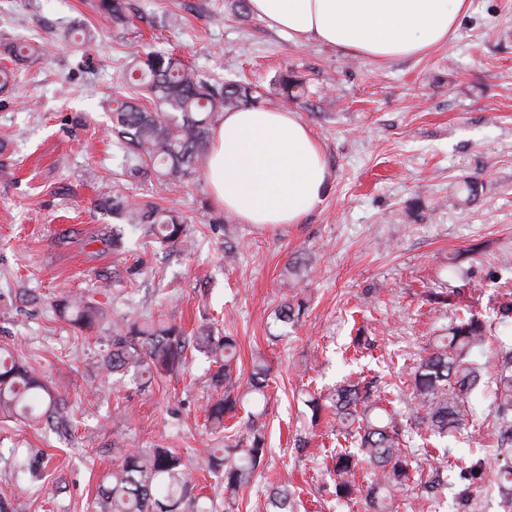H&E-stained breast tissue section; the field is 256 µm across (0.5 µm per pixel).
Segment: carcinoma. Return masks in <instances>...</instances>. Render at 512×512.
Segmentation results:
<instances>
[{
	"instance_id": "carcinoma-1",
	"label": "carcinoma",
	"mask_w": 512,
	"mask_h": 512,
	"mask_svg": "<svg viewBox=\"0 0 512 512\" xmlns=\"http://www.w3.org/2000/svg\"><path fill=\"white\" fill-rule=\"evenodd\" d=\"M97 10L112 22H130L125 0H97ZM117 84L123 93L112 103V137L126 174L133 179L152 178L163 185L192 183L208 162V145L222 113L256 106L261 94L252 84L201 74L180 58L148 45H136L120 66ZM302 78L291 71L279 74L274 94L281 103L306 95ZM98 206L160 244L186 246L185 220L146 198L117 192L102 198ZM61 308L74 324L88 328L110 320L109 311L81 298L65 297ZM305 301L293 295L282 301L275 321L299 320ZM112 321V320H110ZM488 321L473 312L456 317L437 337L411 372V395L420 423L429 436L444 439L468 416L466 404L481 378L482 367L472 360L485 342ZM200 347L214 364L211 380L222 391L207 406L209 428L236 436L235 446L209 454L208 466L224 484V507L232 512L241 488L247 485L264 460L267 442L264 425L256 419L230 425L246 400L266 397L270 367L262 359L253 363L246 385L237 372L238 348L232 336L214 337L203 331L187 337L180 326L151 318L122 316L112 321V348L102 367L131 377L144 387L156 377L179 369L190 344ZM492 396L501 423V444L512 442V360L497 371ZM387 395L374 381L346 380L324 399L308 401L311 421L330 408L336 431L358 448V453H336V497L353 500L357 471H368L365 498L373 512H397L395 492L409 485L412 457L401 448L402 427L398 415L383 406ZM63 398L54 394L41 376L21 356L0 347V412L20 416L41 426L58 429L65 423ZM115 463L102 480L97 512H185L191 500V480L185 456L173 448L139 451L121 446L112 449ZM294 493L273 489L258 512H294Z\"/></svg>"
}]
</instances>
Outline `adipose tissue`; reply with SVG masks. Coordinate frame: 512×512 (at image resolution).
I'll use <instances>...</instances> for the list:
<instances>
[{
	"label": "adipose tissue",
	"instance_id": "obj_1",
	"mask_svg": "<svg viewBox=\"0 0 512 512\" xmlns=\"http://www.w3.org/2000/svg\"><path fill=\"white\" fill-rule=\"evenodd\" d=\"M469 0H249L251 13L298 44L378 62L447 44ZM214 198L246 224H298L323 200L329 171L310 128L288 109L224 113L209 146Z\"/></svg>",
	"mask_w": 512,
	"mask_h": 512
}]
</instances>
